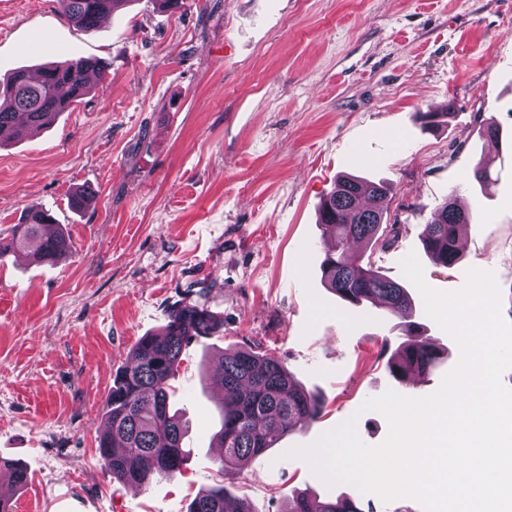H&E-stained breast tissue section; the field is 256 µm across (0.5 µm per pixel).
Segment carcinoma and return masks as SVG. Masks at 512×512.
I'll return each instance as SVG.
<instances>
[{
    "mask_svg": "<svg viewBox=\"0 0 512 512\" xmlns=\"http://www.w3.org/2000/svg\"><path fill=\"white\" fill-rule=\"evenodd\" d=\"M129 0H60L63 15L74 26L92 29ZM105 62L80 58L49 65L37 77L20 69L0 82V144L21 141L41 131L54 118L80 102L90 91L89 77L101 74ZM473 179L483 188L497 182L492 164L480 161ZM388 187L343 175L336 179L318 209V220L334 245L324 253L319 270L321 280L343 302L358 306L364 302L392 315L407 318L414 304L407 288L350 254L358 242L371 250L393 245L396 225L388 223L383 206ZM452 198L438 206L424 225L421 242L430 260L447 268L459 260V229L473 223ZM54 223L41 207H31L14 225L12 238L0 247L7 252L27 251L40 263H53L72 252L64 231L43 233ZM224 328V321L204 305L184 303L177 307L161 332L142 337L126 364L115 374L106 399L105 428L98 451L113 479L123 484L147 486L158 477L182 472L191 451L183 448L185 422L170 411L168 382L178 371L184 347L191 340L209 338ZM443 352L422 336L419 324L404 326L401 341L386 361L389 375L400 385L424 377L444 363ZM212 372L224 386L220 407L221 428L215 434L223 449L216 460L219 476L235 470L251 457L275 448L287 436L321 417V397L306 392L283 363L252 348L221 355ZM224 484L201 491L188 512H250L247 503L231 506ZM284 512H363L347 496H298Z\"/></svg>",
    "mask_w": 512,
    "mask_h": 512,
    "instance_id": "cac0c4a2",
    "label": "carcinoma"
}]
</instances>
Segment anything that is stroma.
I'll list each match as a JSON object with an SVG mask.
<instances>
[{
    "instance_id": "1",
    "label": "stroma",
    "mask_w": 512,
    "mask_h": 512,
    "mask_svg": "<svg viewBox=\"0 0 512 512\" xmlns=\"http://www.w3.org/2000/svg\"><path fill=\"white\" fill-rule=\"evenodd\" d=\"M80 57L106 62L89 94L31 139L0 146V239L31 206L70 233L55 264L0 257V460L23 464L27 485L0 477L14 512H187L224 483L252 512H284L297 492L349 495L363 512H422L350 484L327 485L297 447L349 418L368 445L386 417L361 405L396 387L381 358L403 317L341 302L320 281L318 206L340 173L393 187L399 236L373 256L404 282L415 253L426 284L455 291L468 269L494 272L512 322V0H129L85 31L57 0H0V80ZM443 112L436 130L416 116ZM501 144L481 134L486 119ZM375 157L349 163L350 151ZM499 180L483 195L480 158ZM82 187L94 199L72 210ZM468 203L461 261L435 266L420 234L446 197ZM414 322L446 350L442 370L398 387L435 391L460 359L456 341L413 292ZM185 302L224 320L193 341L170 381L192 457L182 474L144 488L115 481L98 454L106 398L137 341ZM255 348L322 395V417L278 447L219 475L221 394L210 364Z\"/></svg>"
}]
</instances>
